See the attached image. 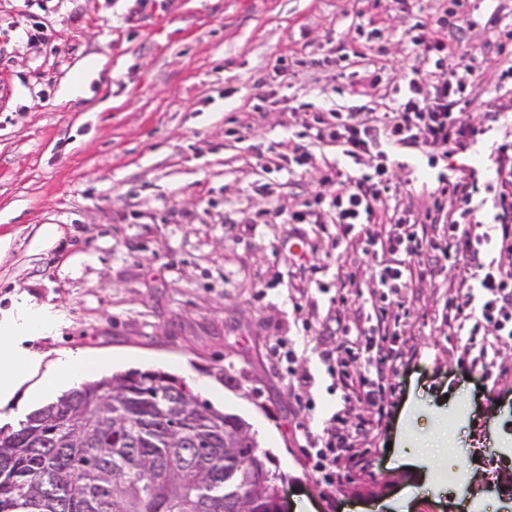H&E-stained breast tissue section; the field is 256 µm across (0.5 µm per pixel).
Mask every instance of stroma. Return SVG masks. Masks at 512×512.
I'll return each instance as SVG.
<instances>
[{"label":"stroma","mask_w":512,"mask_h":512,"mask_svg":"<svg viewBox=\"0 0 512 512\" xmlns=\"http://www.w3.org/2000/svg\"><path fill=\"white\" fill-rule=\"evenodd\" d=\"M456 0H0V322L38 312L33 356L113 357L112 369L154 370L245 420L285 476L287 504L310 512H512V336L486 367L443 321L460 266L417 288L420 312L399 334L409 354L380 382L378 406L344 409L340 382L305 335L301 317L361 307L378 289L363 237L337 242L309 224L251 218L312 197L332 145L313 147L295 174L265 170L258 154L292 155L290 107H378L409 76L406 19L453 20ZM468 25L448 28L475 69L474 104H504L512 77L497 64L512 0H466ZM41 23L46 39L24 30ZM367 58L333 48L347 36ZM319 57L314 75L282 74L279 58ZM383 69L379 86L352 91L349 74ZM262 117L241 126L251 111ZM512 125L490 127L449 158L407 148L391 157L402 207L429 203L439 176L495 180L492 148ZM55 235H41L44 225ZM306 253L314 282L295 312L288 249ZM351 267L337 290L336 267ZM290 340L285 381L268 339ZM234 364L239 384H224ZM312 407L302 410L298 398ZM342 413L346 429L379 419L351 482H320L307 437ZM460 472L454 489L443 481Z\"/></svg>","instance_id":"obj_1"}]
</instances>
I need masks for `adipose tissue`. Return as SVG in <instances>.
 Segmentation results:
<instances>
[{
    "label": "adipose tissue",
    "instance_id": "adipose-tissue-1",
    "mask_svg": "<svg viewBox=\"0 0 512 512\" xmlns=\"http://www.w3.org/2000/svg\"><path fill=\"white\" fill-rule=\"evenodd\" d=\"M17 328L18 335L0 336V401L9 400L23 386L32 399L40 400L89 373H106L112 369V359L108 356L78 353L48 362L29 356L22 346V334L39 335L47 329L46 322L36 313L24 314Z\"/></svg>",
    "mask_w": 512,
    "mask_h": 512
}]
</instances>
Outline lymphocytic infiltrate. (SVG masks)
Listing matches in <instances>:
<instances>
[{
	"label": "lymphocytic infiltrate",
	"instance_id": "obj_1",
	"mask_svg": "<svg viewBox=\"0 0 512 512\" xmlns=\"http://www.w3.org/2000/svg\"><path fill=\"white\" fill-rule=\"evenodd\" d=\"M424 27L418 19L404 31L415 62L405 94L383 111L363 106L342 112L331 107L302 117L303 136L310 146H336L344 165L328 167L320 180L323 193L288 210L284 219L290 224L330 225L340 241L365 236L375 247V273L383 290L382 308L361 311L353 318L330 317L319 326L365 358V372L339 377L346 404L375 401L370 377H385L403 354L388 341L392 318L385 304L395 303L404 316H411L418 302L410 293L415 278L441 270L450 258L462 257L463 272L449 285V330L474 336L484 329L497 336L512 323V269L501 264L502 258H512V142L494 148L495 212L482 233L473 231L481 210L475 178L439 181L429 194L430 206L423 210L406 209L398 201L400 186L389 166L395 147L445 156L465 149L501 118L489 107L479 120L470 119L469 103L459 95L462 73L472 70L466 54L460 43L442 37L425 40ZM364 160L369 173L355 174V166ZM376 429V422L369 419L361 421L353 434L340 436L331 418L313 436L311 447L317 459H331L351 473L361 464L357 443Z\"/></svg>",
	"mask_w": 512,
	"mask_h": 512
}]
</instances>
